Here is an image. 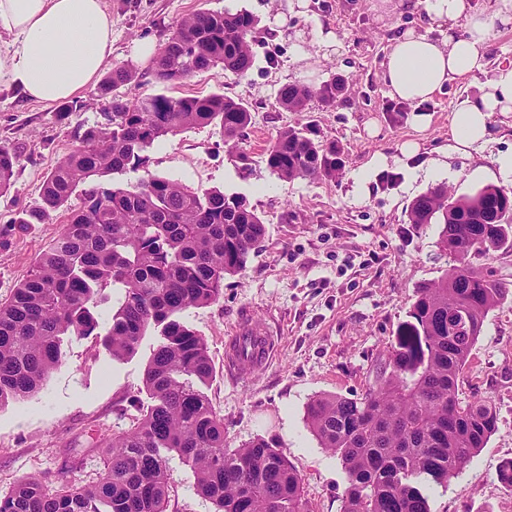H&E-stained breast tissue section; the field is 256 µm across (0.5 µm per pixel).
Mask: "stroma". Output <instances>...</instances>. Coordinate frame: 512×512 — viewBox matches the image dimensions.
<instances>
[{
	"mask_svg": "<svg viewBox=\"0 0 512 512\" xmlns=\"http://www.w3.org/2000/svg\"><path fill=\"white\" fill-rule=\"evenodd\" d=\"M112 60L147 70L139 49L160 47L184 16L198 10H246L263 26L253 45V69L239 78L219 69L169 88L172 96L221 93L248 102L252 123L239 141L248 153L242 164L212 128H189L165 137L148 152L145 168L105 176L125 187L146 174L179 180L199 189L243 196L266 224L267 233L246 265L224 279L223 295L181 316L202 336L214 366L206 389L224 418L225 439L236 448L258 437L275 440L303 479L309 512H342L348 486L339 459L321 448L305 418L320 395L362 393L373 368L394 344L421 283L448 265L438 249L440 227L414 231L404 222L414 197L439 183L431 169L446 160L448 186L468 193L484 186L476 166L492 167L497 153L512 150V113L495 115V140L478 155L444 157L450 118L465 98L486 88L496 68L512 66V29L496 32L484 72L447 86L423 105L425 129L413 112L391 119L380 79L388 46L411 29L430 37L438 31L416 15H399L388 0H111ZM352 81L336 106L311 102L304 112L283 111L278 89L301 81L319 84L331 75ZM81 111L60 118L57 107L26 101L0 90V144L21 153L10 189L0 192V303L24 280L38 254L63 229V215L45 224H19V212L34 205L57 162L73 150L75 131L103 122L97 89L83 97ZM314 124L339 141L348 158L337 180H280L264 154L283 126ZM415 141L418 154L402 147ZM388 159L363 187L354 175L373 156ZM397 181L382 186L383 173ZM245 318L267 327L275 339L268 366L239 373L224 365V346ZM160 341L148 329L136 352L113 360L100 337H64L62 358L37 394L0 406V494L25 479L53 485H91L104 472L101 443L127 429L151 400L143 379ZM464 395L491 397L498 429L486 448L447 484L434 486L430 512H512V493L497 479L512 460V301L489 312L465 368ZM166 512H215L197 496L194 475L169 454Z\"/></svg>",
	"mask_w": 512,
	"mask_h": 512,
	"instance_id": "35a3bbf8",
	"label": "stroma"
}]
</instances>
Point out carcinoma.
Instances as JSON below:
<instances>
[{
    "label": "carcinoma",
    "instance_id": "1",
    "mask_svg": "<svg viewBox=\"0 0 512 512\" xmlns=\"http://www.w3.org/2000/svg\"><path fill=\"white\" fill-rule=\"evenodd\" d=\"M258 24L243 10L192 13L146 75L164 87L217 68L244 77ZM141 77L129 63L108 69L99 86L105 122L79 127L81 146L57 162L39 201L13 219L44 224L82 195L27 279L0 303V406L38 393L61 360L63 337L93 335L97 309L109 303L103 345L112 358L132 355L149 327L160 329L144 377L152 404L104 442L97 484L52 489L21 480L0 495V512H166L168 453L191 468L196 493L216 512H308L302 477L275 441L226 446L224 418L203 390L214 373L206 343L180 321L219 301L224 277L265 238L264 221L241 196L163 176L149 173L126 188L100 182L144 167L155 143L186 128L212 126L236 142L251 123L250 107L220 93L132 101L113 94ZM346 92L347 79L335 74L315 87L285 84L277 101L305 112L315 99L332 106ZM17 161L14 148L0 146L1 192L12 186ZM346 163L338 141L308 126L279 130L266 152L267 167L287 182L334 180ZM405 217L413 229L441 225L437 246L451 264L416 287L409 320L361 396H318L306 408L311 432L347 475L343 512H430L431 486L457 475L498 428L492 401L462 398L459 387L488 313L512 295L489 263L512 252V188L458 194L438 183L411 201Z\"/></svg>",
    "mask_w": 512,
    "mask_h": 512
}]
</instances>
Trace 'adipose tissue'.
<instances>
[{"label":"adipose tissue","mask_w":512,"mask_h":512,"mask_svg":"<svg viewBox=\"0 0 512 512\" xmlns=\"http://www.w3.org/2000/svg\"><path fill=\"white\" fill-rule=\"evenodd\" d=\"M393 8L447 30L439 41L408 31L388 49L382 82L392 98L416 107L484 71L495 30L512 28V0H502L490 19L470 0H395ZM111 59L106 0H0V88L46 106L75 100L99 82ZM497 112H512V67L499 69L480 97L457 107L448 153L469 155L490 143Z\"/></svg>","instance_id":"1"}]
</instances>
